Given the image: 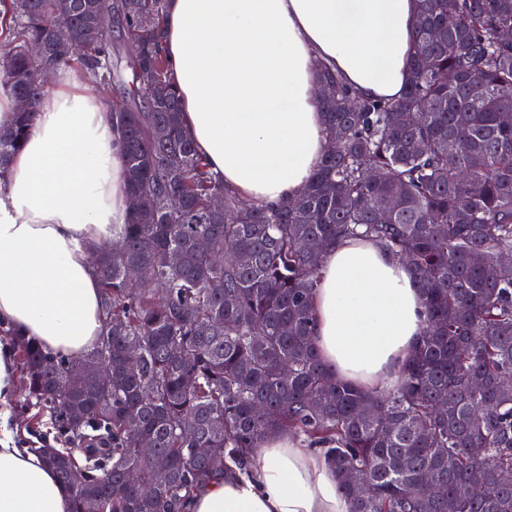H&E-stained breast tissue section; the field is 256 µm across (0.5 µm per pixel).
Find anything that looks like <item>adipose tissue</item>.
<instances>
[{"label":"adipose tissue","instance_id":"obj_1","mask_svg":"<svg viewBox=\"0 0 512 512\" xmlns=\"http://www.w3.org/2000/svg\"><path fill=\"white\" fill-rule=\"evenodd\" d=\"M417 0H167L163 45L198 153L262 204L297 199L326 152L318 72L361 97L396 100L410 76ZM91 73L63 66L0 176V318L78 356L104 327L89 250L129 218L123 144ZM312 338L342 381L394 389L425 329L406 262L345 239L322 263ZM66 488L18 447L0 412V512H71ZM190 512H349L324 454L267 438L248 471L203 487Z\"/></svg>","mask_w":512,"mask_h":512}]
</instances>
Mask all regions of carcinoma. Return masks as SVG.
<instances>
[{
	"instance_id": "1",
	"label": "carcinoma",
	"mask_w": 512,
	"mask_h": 512,
	"mask_svg": "<svg viewBox=\"0 0 512 512\" xmlns=\"http://www.w3.org/2000/svg\"><path fill=\"white\" fill-rule=\"evenodd\" d=\"M58 2L0 0V75L30 101L0 130V176L43 96L40 72L77 59L102 91L126 94L112 125L129 194L142 198L118 248L90 252L106 327L89 351L47 350L0 322L23 403L37 410L32 452L69 491L73 512H188L224 469L247 470L251 449L274 432L326 454L350 512H447L430 482L446 487L458 512H512V265L498 262L512 252V125L502 121L512 109V42L500 38L512 0H418L411 77L397 101L361 99L321 67L319 82L336 83L321 97L336 152L298 199L279 205L230 192L197 154L161 51L165 0H138L132 13L113 0L107 18L87 17L86 0H72L69 52L55 45ZM125 36L140 56L125 55ZM147 105L153 123L140 125ZM173 191L179 211L168 207ZM215 193L221 213L209 206ZM341 238L398 254L424 297L421 343L386 393L338 380L311 342L313 289ZM132 266L142 271L134 285ZM131 347L141 354L136 373ZM103 364L109 385L94 379ZM142 439L150 451L137 448ZM476 467L496 495L471 481Z\"/></svg>"
}]
</instances>
